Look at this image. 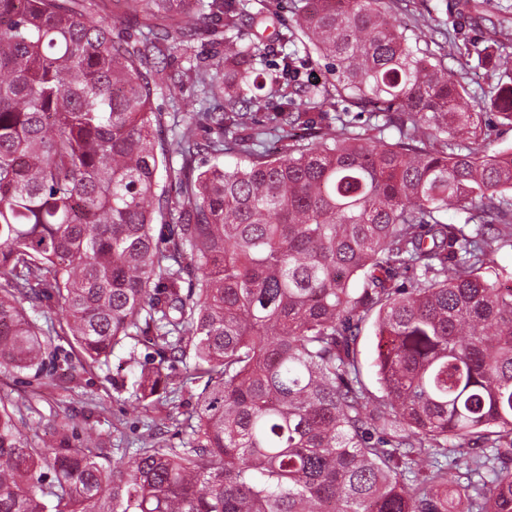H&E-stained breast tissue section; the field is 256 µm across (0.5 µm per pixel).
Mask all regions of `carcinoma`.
<instances>
[{
  "label": "carcinoma",
  "mask_w": 512,
  "mask_h": 512,
  "mask_svg": "<svg viewBox=\"0 0 512 512\" xmlns=\"http://www.w3.org/2000/svg\"><path fill=\"white\" fill-rule=\"evenodd\" d=\"M400 2L307 0L296 31L333 72L317 86L294 54L259 71L224 0H0V369L40 376L50 331L25 305L55 304L87 362L155 347L138 402L167 393V360L193 354L205 380L182 449L107 464L90 426L71 447L80 414L35 444L0 398V512H512V288L488 276L512 150H483L452 42L426 18L407 35ZM110 4L147 33L113 39ZM215 17L224 56L197 76L217 138L188 114L162 142L158 58ZM253 88L285 127L349 98L398 139L327 125L258 151ZM486 109L512 124V82ZM203 151L238 161L198 167ZM372 316L376 393L358 359ZM464 441L493 454L464 457L462 483L432 452Z\"/></svg>",
  "instance_id": "carcinoma-1"
}]
</instances>
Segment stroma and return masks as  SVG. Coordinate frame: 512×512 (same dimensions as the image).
Segmentation results:
<instances>
[{"label": "stroma", "instance_id": "stroma-1", "mask_svg": "<svg viewBox=\"0 0 512 512\" xmlns=\"http://www.w3.org/2000/svg\"><path fill=\"white\" fill-rule=\"evenodd\" d=\"M304 5V0H225L224 3L225 8L232 10L246 8L241 33L258 44V67L262 70L274 69L283 55L301 51L300 41L282 43L277 35L294 27ZM423 15L432 17L440 27L458 28L459 51L448 57V67L460 73L470 104L482 109L501 79L482 67L479 60L498 49L512 54V35L497 47L487 40V32L493 26L512 22V0H406L400 20L409 28ZM223 54L224 27L214 21L201 26L188 51H175L165 58L166 72L178 75L180 81L171 90L152 98L154 111L162 115L163 137H170L181 114L212 111V104L204 100L196 83L195 70L199 64ZM309 118L317 127L342 120L369 137L381 135L391 141L398 136L396 130L383 129L381 116L361 111L348 98L339 100L335 110L323 114L313 112ZM51 353L68 359L72 382H59L52 370L38 377L0 371V396L18 405L21 429L29 439L46 438L50 426L63 421L68 413L82 410L89 413L91 426L100 434L104 454L113 460L129 457L150 434L164 448L180 447L186 440L193 423V396L203 387L202 382L189 379L193 359L166 363L165 371L172 379L166 400L138 410L134 407V383L140 363L151 355V348L138 347L132 356L121 350L108 363L88 365L81 362L67 336L60 333L52 339Z\"/></svg>", "mask_w": 512, "mask_h": 512}]
</instances>
